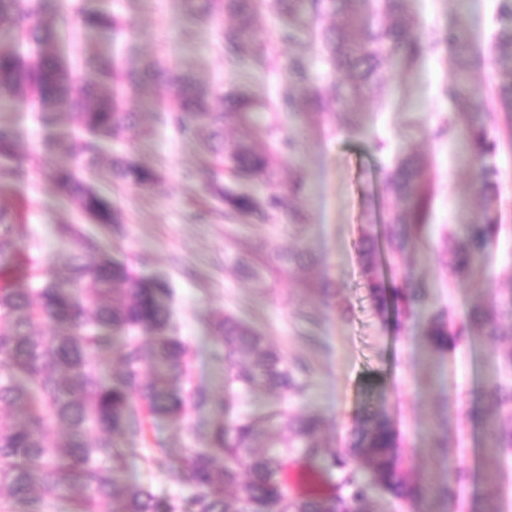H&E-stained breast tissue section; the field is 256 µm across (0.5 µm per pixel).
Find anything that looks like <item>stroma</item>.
<instances>
[{
    "label": "stroma",
    "instance_id": "35a3bbf8",
    "mask_svg": "<svg viewBox=\"0 0 512 512\" xmlns=\"http://www.w3.org/2000/svg\"><path fill=\"white\" fill-rule=\"evenodd\" d=\"M499 3L413 0V7L420 27L431 33H443L458 15H466L471 35L485 53L497 29ZM101 4L119 15L131 36L79 27L70 17L71 0H54L63 54L121 56L132 46L139 57L177 66L223 93L275 100L286 87L281 64L290 50L277 44L280 19L267 0H257L252 14L253 27L273 51L271 62L263 67L253 66L246 57L234 65L225 61L218 29L230 22V15L196 20L176 0ZM452 77L441 49L418 57L411 66L385 70L380 85L354 104L362 125L354 134L337 129L325 112L311 107L292 116L269 112L251 124H226V141H243L258 150L272 148L268 129L273 124L299 141L292 155L281 158L278 179L284 186L301 181L302 189L299 195L286 196L284 207L266 223L225 218L223 202L207 192L198 177L212 163L205 150L208 134L185 138L158 120V105L170 96L163 86L135 95V131L112 138L103 154L108 161L122 153L156 170L162 179L159 188L115 184L105 175L92 182L98 193L111 199L119 223H89L49 179L36 174L20 180L0 177V208L21 213L30 231L25 250L47 260L56 272H64L71 255L58 227L75 224L101 251L129 258L146 277L167 282L173 290L172 326L191 350L190 376L214 400L225 401L229 414L263 410L279 397L264 389L243 398L226 392L224 347L214 334L215 322L226 314L260 331L288 360L308 367L305 395L289 399L287 407L321 418L324 447L346 448L366 413L385 411L412 459L408 475L418 479L441 473L428 438L442 430L450 460L459 461L467 472L457 484L456 512H475L477 500L486 496L498 500L500 512H512V455L503 457L494 480L473 475L472 450L483 438L475 419L489 410L481 394L488 344L474 338L455 350L433 352L420 338L426 312L400 324L394 317H381L363 286L358 250L363 235L382 223L389 210L381 191L385 171L407 154L420 158L431 183L427 222L432 247L449 225L482 216L484 201L470 187L474 169L465 160L459 137L428 135L452 111L440 93ZM0 121L20 129L28 152L39 149L46 133L64 136L74 127L67 112L49 132L22 110L0 111ZM497 127L498 150L489 162L499 172L494 207L502 230L474 284L449 283L432 247L407 252L401 262L402 271L425 282L434 305L450 307L460 318L476 304L493 305L499 293L512 289V111L498 112ZM380 140L385 143L381 149L376 146ZM295 209L306 217L298 232L289 228ZM286 249L306 252L314 261L275 272L270 260ZM326 279L336 284V294L329 299L301 286L305 280ZM449 394L457 400L451 415L444 411ZM129 444L138 453L128 460L121 476L124 483L150 485L159 495L179 490L174 473L148 470V450L140 438H131Z\"/></svg>",
    "mask_w": 512,
    "mask_h": 512
}]
</instances>
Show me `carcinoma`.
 Instances as JSON below:
<instances>
[{
    "label": "carcinoma",
    "mask_w": 512,
    "mask_h": 512,
    "mask_svg": "<svg viewBox=\"0 0 512 512\" xmlns=\"http://www.w3.org/2000/svg\"><path fill=\"white\" fill-rule=\"evenodd\" d=\"M317 14L341 22L322 28L324 52L336 73L350 82H336L331 97H310L309 60L291 54L286 61L288 89L277 110L297 112L311 99L328 111L336 107L338 128L359 129L354 99L380 83L384 65L406 66L440 46L448 50L454 77L442 88L453 104L454 116L435 132L447 134L462 122L468 154L476 175L473 188L485 198L481 218L460 225L451 236L453 249L436 253L455 283L468 282L500 225L493 213L498 171L488 164L496 153V105L512 108V0H501L499 27L492 57L500 73L499 103L479 100L473 74L482 55L459 17L448 32L429 35L410 14V0H269L283 24L279 41L293 46L308 31L306 3ZM192 17L205 19L221 10L236 23L221 31L224 58L230 62L247 54L265 66L269 52L252 27L253 0H181ZM50 0H0V34L9 43L0 46V105L8 102L31 107L45 125L62 112L73 115L80 135L75 139L51 138L46 153L63 161L41 168L38 157L21 149L16 128L0 124V160L3 174L21 177L30 169L49 176L64 196L94 224L119 223L112 201L81 178L99 170L102 144L134 128L137 112L127 91L165 85L172 89L160 120L182 136L209 131L208 147L219 167L202 172L209 190L224 198L230 219L267 221L283 203L274 180L279 154L293 152L292 136L278 138L271 151L258 153L248 144L224 141V120L241 122L248 115L268 112L263 101L243 95L222 98L201 85L189 72L160 61L138 58L129 47L126 61L110 56L85 55L82 70L73 69L56 46L49 17ZM74 22L83 28L117 30L120 19L95 4L73 0ZM237 179L261 181L266 192L224 191L220 168ZM112 178L150 189L160 175L124 155L112 159ZM383 194L394 203L380 233L365 234L359 249L363 258L364 287L376 307H389L406 316L427 306L425 284L409 273L401 278L381 270L382 256L397 266L408 247H429L430 190L422 163L412 155L400 158L384 174ZM63 239L71 245V262L59 275L43 260L23 256L26 225L17 214L0 209V512H47L44 488L70 497L68 512H373L370 493H387L414 504L435 498L444 512H455L456 477L448 464L443 479L412 483L407 478L409 457L401 451L398 434L386 413L369 414L341 452L323 448L320 420L277 408L262 414L240 413L202 426L193 416L212 404L203 388L183 383L189 356L186 341L171 328V313L163 298L169 286L137 274L129 260L99 255L98 247L80 231L63 224ZM44 326H59L51 334ZM224 344L226 384L242 394L265 387L281 395L300 397L307 385L302 368L291 364L266 337L230 314L216 325ZM123 336L121 365L112 367L107 356L114 340ZM433 351H450L466 339L480 336L490 346L492 372L483 382L492 407L481 420L484 443L477 449L479 470L491 473L500 458L512 451V291L491 312L472 307L457 321L445 307H432L421 331ZM22 413L15 420L4 408ZM167 419L183 429L192 444L174 459L164 444L154 441L145 457L149 469L173 471L180 491L160 497L149 485H128L119 479L134 448H122L118 439L128 432L145 435L148 420ZM264 439V451L256 441ZM296 451L306 461L322 460L344 472L347 496L325 498L306 493L292 496L281 481L288 454Z\"/></svg>",
    "instance_id": "1"
}]
</instances>
